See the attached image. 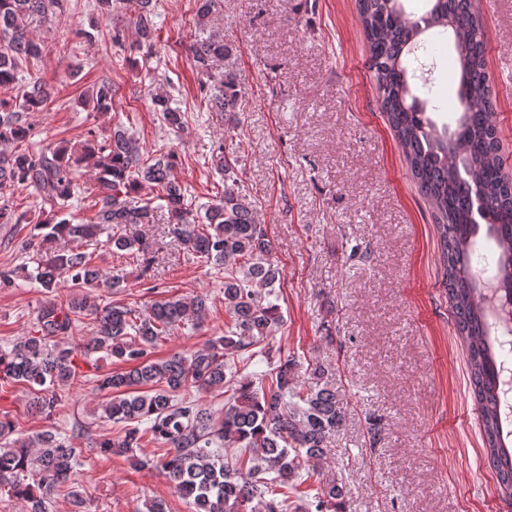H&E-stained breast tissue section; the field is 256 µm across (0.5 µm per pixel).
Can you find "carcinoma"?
I'll return each instance as SVG.
<instances>
[{
	"label": "carcinoma",
	"instance_id": "obj_1",
	"mask_svg": "<svg viewBox=\"0 0 512 512\" xmlns=\"http://www.w3.org/2000/svg\"><path fill=\"white\" fill-rule=\"evenodd\" d=\"M152 2L126 0L130 21L148 44L153 38ZM219 2L197 0L196 25L202 36L194 39L190 52L195 69L207 77L200 91L209 110L233 131L240 125L241 107L236 74L211 73L215 60L235 50L211 30ZM430 2L427 11L414 16L401 0H358L359 16L381 109L435 215L443 282L457 335L468 352L484 454L499 493L512 498V448L507 444L512 431H504L502 414L508 350L483 302L484 288L475 268L481 262L495 263L496 308L512 306V180L503 172L485 32L472 0ZM63 8V0H0V87L12 85L19 64L39 55L31 24ZM448 29L456 36L459 70L458 116L452 128L438 125L430 116L443 110V102L431 93L421 95L404 64L421 34ZM115 94L109 82L97 86L91 94L96 110L110 111ZM50 95L47 84L34 77L22 92L18 110L0 104L1 146L32 135L33 126L22 120V113L43 111ZM153 103L168 128L185 129V113L171 106L168 93L157 92ZM238 162V157L226 156L224 146H218L213 163L224 173V191L204 206L201 215L185 203L184 188L175 177L177 153L144 157L134 137L120 127L102 141L90 131L70 149L51 148L38 154L1 151V192L31 189L64 207L76 189V168L85 163L95 182L99 210L77 224L67 214L55 213L35 225L38 234L26 246L51 256L37 262L30 278L48 301L37 318L35 335L0 351V380L24 384L30 392L29 407L52 416L59 390L76 374L77 347L62 348L60 343L77 317L89 316L95 331L84 352H102L127 366L100 383L111 397L99 406L98 419L127 424L123 435L95 440L100 455L124 456L135 467L156 469L192 502L195 512H287L286 489L295 487L292 479L301 462L322 468L328 440L343 421L344 395L328 380L325 368L310 363L302 373L295 358L281 357L258 380L238 382L220 413L181 395L192 388L206 392L224 386L230 369L227 360L262 344L284 322L275 290L281 270L272 257L273 242L259 221L255 203L234 177ZM145 186L165 202L167 223L184 251L224 268V309L232 324L224 335L189 356L150 358L158 338L176 325L202 324L210 309L207 296L156 301L145 315L121 304L97 302L98 291L120 292L124 277L106 278L86 247L134 249L142 257L143 271L149 270L152 243L143 232L128 230L154 220L151 201L135 199ZM65 240L77 246L54 248ZM485 241L494 242L497 252L485 253ZM65 282L82 292L63 306L56 303V296ZM145 437L161 450L153 462L134 455ZM222 447L236 452L225 458L219 453ZM77 465V449L52 431H41L16 448L0 445V489L25 503L27 512H48L50 494L69 483ZM296 512H346L340 479L321 482L314 499L302 500Z\"/></svg>",
	"mask_w": 512,
	"mask_h": 512
}]
</instances>
